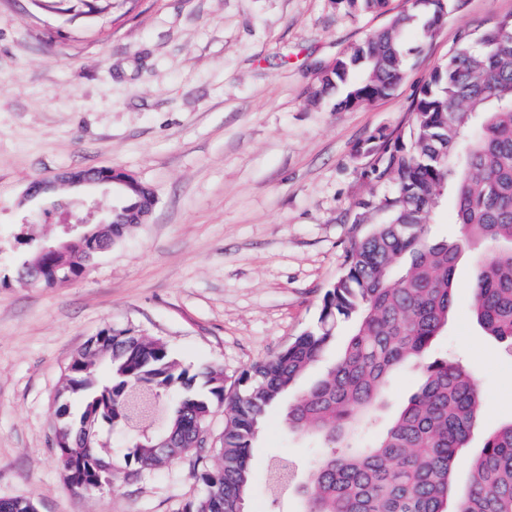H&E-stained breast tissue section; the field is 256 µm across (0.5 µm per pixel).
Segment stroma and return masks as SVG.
Segmentation results:
<instances>
[{"instance_id":"1","label":"stroma","mask_w":512,"mask_h":512,"mask_svg":"<svg viewBox=\"0 0 512 512\" xmlns=\"http://www.w3.org/2000/svg\"><path fill=\"white\" fill-rule=\"evenodd\" d=\"M34 0H0V499L37 512H182L200 492L190 459L133 472L120 436L100 426L112 487L69 488L53 443L70 358L105 328L166 343L184 366L214 365L224 390L317 319L343 256L381 219L362 201L393 195L368 178L363 146L407 129L409 106L461 35L512 15V0H465L392 93L337 110L314 102L322 68L403 14L406 0L356 17L335 0H116L87 14ZM110 167L152 187L157 205L84 274L54 288L18 276L38 245L62 236L52 199L29 200L38 178ZM470 253L436 341L466 364L484 398L483 428L512 421V356L482 333L471 305ZM423 381L397 371L385 393L392 419ZM312 439L269 413L255 443L245 512H301L296 496L272 506L263 462L309 465Z\"/></svg>"}]
</instances>
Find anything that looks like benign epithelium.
<instances>
[{
    "instance_id": "obj_1",
    "label": "benign epithelium",
    "mask_w": 512,
    "mask_h": 512,
    "mask_svg": "<svg viewBox=\"0 0 512 512\" xmlns=\"http://www.w3.org/2000/svg\"><path fill=\"white\" fill-rule=\"evenodd\" d=\"M61 188L80 191L78 199L56 201V206L64 210V215L68 218V221L64 223V232L67 234L92 223L97 213L92 196L99 189H110L118 195L127 190H134L147 201L143 208L125 211L116 219L112 218L110 214L107 215L101 220L103 224H142L146 221L156 202L155 193L150 187L142 184L128 173L116 170L110 173L87 169L63 171L53 177L41 178L30 185L27 197H43L54 194Z\"/></svg>"
}]
</instances>
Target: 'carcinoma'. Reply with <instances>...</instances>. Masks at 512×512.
<instances>
[{"mask_svg": "<svg viewBox=\"0 0 512 512\" xmlns=\"http://www.w3.org/2000/svg\"><path fill=\"white\" fill-rule=\"evenodd\" d=\"M387 2L336 0L353 15L382 12ZM408 3L407 14L321 70L315 96L334 95L336 109L348 110L389 95L418 50L406 46L404 27L419 22L423 43L463 6L462 0ZM410 112L408 132L364 147L377 155L373 177L396 173L394 196L362 203L381 212V221L345 252L316 323L250 366L236 391L224 393L221 370L192 374L161 340L128 329H104L72 356L64 391L80 397L83 409L73 417L60 406L55 442L67 482L93 487L105 479L99 425L124 432L163 414L165 428L152 442L126 439L125 464L150 469L192 453L197 432L222 404L220 464L193 471L202 492L183 512H243L267 411L321 361L338 321L350 319L353 332L340 358L285 408L288 431L316 439L323 452L299 484L293 461L275 460L266 484L271 504L294 484L301 512H512V421L483 433L467 482L458 487L460 452L480 428L483 397L451 353H434L454 305L459 257L479 240L487 252L475 259L472 313L482 332L512 354V15L465 36L433 70ZM450 189L461 237L431 241L430 214ZM98 244L94 236L75 240L35 276L36 252L23 260L22 273L51 288L80 276ZM101 366L109 372L105 381L96 380ZM405 366L421 368L424 380L402 411L381 423L385 386ZM200 375L205 395L193 392ZM0 512H35V504L0 500Z\"/></svg>", "mask_w": 512, "mask_h": 512, "instance_id": "obj_1", "label": "carcinoma"}]
</instances>
